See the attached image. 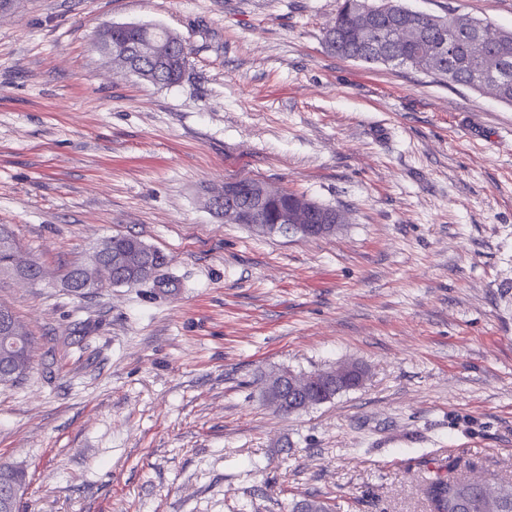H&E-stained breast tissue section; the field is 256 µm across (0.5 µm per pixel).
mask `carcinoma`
<instances>
[{"mask_svg": "<svg viewBox=\"0 0 512 512\" xmlns=\"http://www.w3.org/2000/svg\"><path fill=\"white\" fill-rule=\"evenodd\" d=\"M392 6L376 10L371 19L360 21L362 0H343L334 24L325 34V45L337 56L365 65L386 64L387 51L399 56L397 65H406L431 74L450 85L480 90L491 84L497 98L512 105V31H499L485 38L477 30L489 24L468 14L448 17L412 11L401 0H388ZM117 36L132 41L160 33L155 25L141 24L128 29L115 24ZM452 41L457 48L452 57L433 54L438 45ZM187 54L178 52L176 60L153 77V83L173 86L183 79ZM297 194L283 191L265 204V219L271 223L290 208ZM433 512H512V481L502 482L496 496L484 493L477 485L461 479L437 476L426 485Z\"/></svg>", "mask_w": 512, "mask_h": 512, "instance_id": "obj_1", "label": "carcinoma"}]
</instances>
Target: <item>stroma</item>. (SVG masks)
<instances>
[{"instance_id":"1","label":"stroma","mask_w":512,"mask_h":512,"mask_svg":"<svg viewBox=\"0 0 512 512\" xmlns=\"http://www.w3.org/2000/svg\"><path fill=\"white\" fill-rule=\"evenodd\" d=\"M512 29V0H404ZM337 0H12L0 12V226L45 279H0L36 338L0 385L20 512H432L435 476L512 480V106L329 53ZM115 23L190 51L112 67ZM256 178L339 210L301 240L207 207ZM133 235L166 263L83 296L58 272ZM357 363L288 417L268 377ZM187 54L179 50L176 60L168 67L161 69L158 76H153L152 83L162 86H173L183 79L188 66Z\"/></svg>"}]
</instances>
